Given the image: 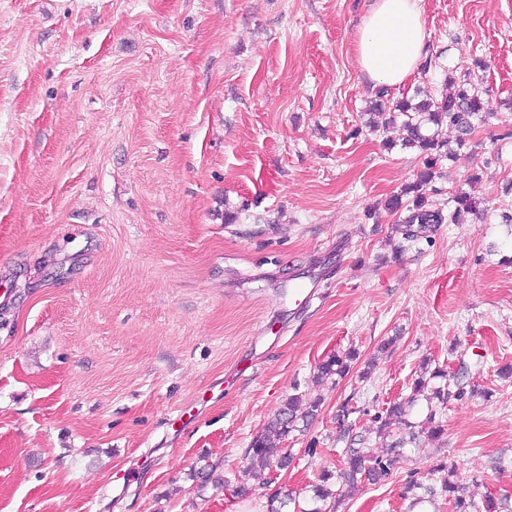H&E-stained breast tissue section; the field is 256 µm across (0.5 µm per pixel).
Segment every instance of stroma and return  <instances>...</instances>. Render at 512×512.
<instances>
[{
	"label": "stroma",
	"mask_w": 512,
	"mask_h": 512,
	"mask_svg": "<svg viewBox=\"0 0 512 512\" xmlns=\"http://www.w3.org/2000/svg\"><path fill=\"white\" fill-rule=\"evenodd\" d=\"M374 4L0 0V512H268L336 469L341 406L366 434L427 359L480 395L337 512H410L442 461L512 495V0H422L430 53L495 115L434 182L481 211L401 252L383 204L422 157L366 125ZM291 395L323 402L288 469L217 487ZM355 357L353 352H348L344 356L340 354H334L327 357L317 367V373L315 375L316 382L325 384L330 382L336 384L338 378H343L349 372L348 361Z\"/></svg>",
	"instance_id": "stroma-1"
}]
</instances>
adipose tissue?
Here are the masks:
<instances>
[{
  "label": "adipose tissue",
  "mask_w": 512,
  "mask_h": 512,
  "mask_svg": "<svg viewBox=\"0 0 512 512\" xmlns=\"http://www.w3.org/2000/svg\"><path fill=\"white\" fill-rule=\"evenodd\" d=\"M427 56L422 0H377L357 42L361 72L371 82L398 86Z\"/></svg>",
  "instance_id": "obj_1"
}]
</instances>
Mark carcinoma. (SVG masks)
<instances>
[{"label": "carcinoma", "mask_w": 512, "mask_h": 512, "mask_svg": "<svg viewBox=\"0 0 512 512\" xmlns=\"http://www.w3.org/2000/svg\"><path fill=\"white\" fill-rule=\"evenodd\" d=\"M444 82L449 92L439 98L428 97L418 102L403 97L397 101L379 99L374 103L376 114L384 116L381 127L388 130L398 124L403 132V144L414 147L423 156V168L417 173L415 181L401 193L391 196L385 202V209L390 213L402 214L399 230L407 242L427 239L437 231L441 224H452L462 212H474L479 201L467 191L455 193L451 199L454 208L445 209L429 200V193L436 192L434 182L437 166L443 160H454L459 156L458 150L467 146L475 130V122H486L494 116L487 92L471 81H456L453 72L444 70ZM445 125L456 132L457 149L448 148V143L439 138L438 132L431 127ZM371 124L376 130L380 127ZM354 358L353 352L344 355L334 354L327 357L317 367L316 382L336 383L349 372L348 361ZM439 380L441 384L433 387L431 395L425 398L427 413L420 421L412 420V407L419 401V396L427 389L429 381ZM475 389L467 390L459 381H451L448 371L442 367L434 368L429 379H416L412 384L411 394L403 399L388 404L374 416L371 431L387 443L388 451L375 454L370 449L349 444L344 450L343 464L336 473L328 472L322 477V483L310 489L312 495L305 503H300L294 492L286 489L275 494L270 500V512H336V504L342 497L345 486L352 485L357 479H366L373 483L386 481L393 473L396 463L405 457L406 446L426 438L438 441L444 434L443 424L437 419L438 410L450 399L460 400L465 395H474ZM321 398L316 397L302 404L300 397L290 395L280 409L264 425L250 442L246 454L270 468L276 464L288 467L291 457L288 449L278 443L293 432H303L309 421L317 416ZM431 474L439 475V487L427 486L421 482L410 481L408 488L421 489L424 494L414 498L412 506L416 507L426 501H435V495L441 494L448 499L453 512H512V498L486 495L477 500L460 493L461 487L455 480L457 476L454 464L441 462L431 469ZM336 479L338 488L327 486L330 479Z\"/></svg>", "instance_id": "cac0c4a2"}]
</instances>
